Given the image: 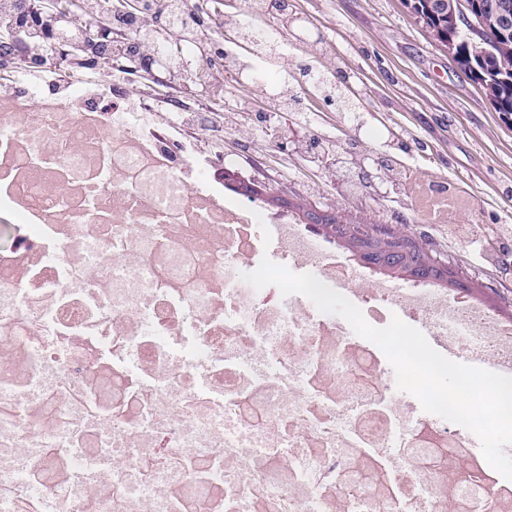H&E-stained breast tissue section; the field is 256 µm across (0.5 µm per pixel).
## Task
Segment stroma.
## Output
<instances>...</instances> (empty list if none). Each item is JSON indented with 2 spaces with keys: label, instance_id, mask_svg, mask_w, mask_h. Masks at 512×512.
I'll list each match as a JSON object with an SVG mask.
<instances>
[{
  "label": "stroma",
  "instance_id": "35a3bbf8",
  "mask_svg": "<svg viewBox=\"0 0 512 512\" xmlns=\"http://www.w3.org/2000/svg\"><path fill=\"white\" fill-rule=\"evenodd\" d=\"M309 20L306 41L289 38V65L301 49L330 47L327 58L349 77L363 110L351 116L322 102L311 111L284 114L292 137L269 145L249 110L265 107L263 92H277L281 75L258 59V83L231 89L223 118L209 110L206 90L183 74L164 75L148 94L174 106L163 124L183 122L197 180H223L225 170L346 210L376 224L403 216L408 232L428 238L453 257L477 297L498 317L512 312V116L493 109L477 86L434 43L406 0H294ZM223 154L224 165L206 166ZM426 183L468 200L456 223L474 226L472 239H450L448 227L422 218L413 189Z\"/></svg>",
  "mask_w": 512,
  "mask_h": 512
}]
</instances>
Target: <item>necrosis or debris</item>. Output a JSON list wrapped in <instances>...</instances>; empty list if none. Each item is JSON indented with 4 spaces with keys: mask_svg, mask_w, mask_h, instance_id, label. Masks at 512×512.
Masks as SVG:
<instances>
[{
    "mask_svg": "<svg viewBox=\"0 0 512 512\" xmlns=\"http://www.w3.org/2000/svg\"><path fill=\"white\" fill-rule=\"evenodd\" d=\"M104 87L91 123L0 110V213L22 218L0 224V512H512L464 436L397 406L372 350L239 277L264 225L284 266L366 282L473 358L512 361V322L388 289L295 213L190 181L154 102Z\"/></svg>",
    "mask_w": 512,
    "mask_h": 512,
    "instance_id": "1",
    "label": "necrosis or debris"
}]
</instances>
